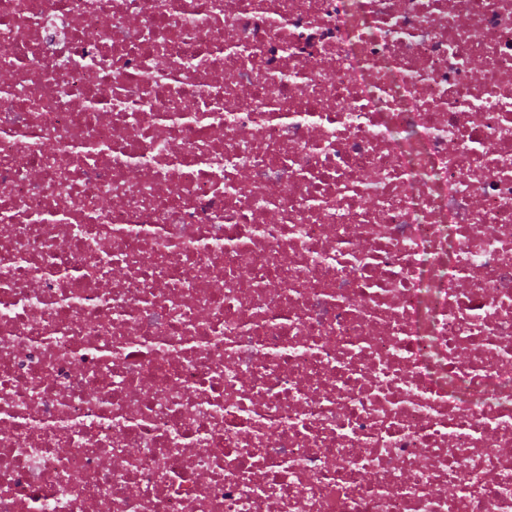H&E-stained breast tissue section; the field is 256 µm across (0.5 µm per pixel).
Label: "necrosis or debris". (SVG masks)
<instances>
[{
    "label": "necrosis or debris",
    "mask_w": 512,
    "mask_h": 512,
    "mask_svg": "<svg viewBox=\"0 0 512 512\" xmlns=\"http://www.w3.org/2000/svg\"><path fill=\"white\" fill-rule=\"evenodd\" d=\"M0 512H512V0H0Z\"/></svg>",
    "instance_id": "1"
}]
</instances>
